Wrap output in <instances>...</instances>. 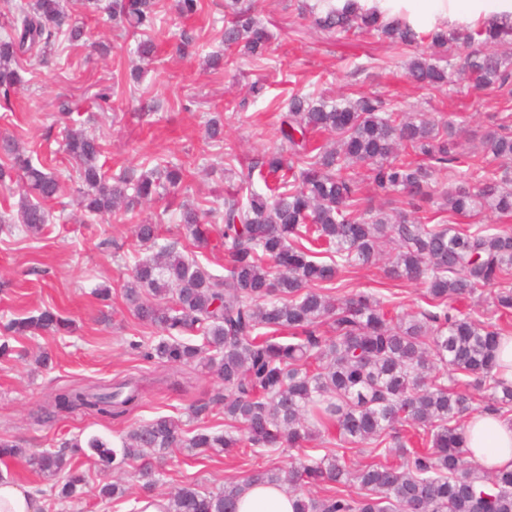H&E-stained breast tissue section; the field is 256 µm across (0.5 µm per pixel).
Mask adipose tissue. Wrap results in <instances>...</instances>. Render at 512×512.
<instances>
[{
  "mask_svg": "<svg viewBox=\"0 0 512 512\" xmlns=\"http://www.w3.org/2000/svg\"><path fill=\"white\" fill-rule=\"evenodd\" d=\"M381 11L406 10L411 22L455 21L475 14L492 18L512 14V0H376ZM470 459L486 470L512 468V421L486 410L464 424ZM294 498L281 487L255 485L241 498L239 512H294Z\"/></svg>",
  "mask_w": 512,
  "mask_h": 512,
  "instance_id": "1",
  "label": "adipose tissue"
}]
</instances>
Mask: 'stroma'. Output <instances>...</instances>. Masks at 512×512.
I'll list each match as a JSON object with an SVG mask.
<instances>
[{"instance_id": "obj_1", "label": "stroma", "mask_w": 512, "mask_h": 512, "mask_svg": "<svg viewBox=\"0 0 512 512\" xmlns=\"http://www.w3.org/2000/svg\"><path fill=\"white\" fill-rule=\"evenodd\" d=\"M226 0H202L196 15L184 18L173 0H160L152 32L157 44L153 62L139 80H131L135 42L115 30L107 11L81 12L86 31L81 46L61 43L52 68L22 61L25 85L14 94L11 107L0 106V135H10L45 162L62 184L59 204L49 224L33 240L15 229H0V321L24 317L52 307L72 319L68 336H20L16 357L0 359V437L22 440L36 450L56 449L77 436L98 434L116 438L158 416L178 418L184 428L224 426L222 406L213 404L219 383L193 368L174 369L142 359L128 350L127 340L154 336L153 327L137 320L121 293L135 263L145 252L133 229L142 220L161 227L160 244L188 241L179 223L184 203L218 209L226 188L241 184L246 164L257 152L281 146L278 115L296 93L373 92L405 112L438 115L456 112L459 142L468 152L480 151L483 128L501 112H512V101L499 93L478 91L468 82L452 79L447 92L427 91L404 74L406 56L389 43L366 36L341 38L311 27L291 7L290 0H242L271 33L263 61L236 58L233 65L206 68L205 58L220 50ZM197 38L200 50L179 57L173 45L182 31ZM109 42L108 54L93 50V42ZM248 106H241V99ZM68 108L71 124L93 132L103 146L99 163L107 176L128 169L148 170L171 163L190 169L181 188L164 193L153 203L105 220L76 215L72 188L75 162L59 149L61 127L56 114ZM224 118V140L208 142L206 123ZM236 150L224 157L225 144ZM112 288L110 303L93 294ZM367 292L397 304L401 313H416L424 304L423 285L392 280L380 268L344 272L334 296ZM52 357L50 368L38 367L41 353ZM128 375L142 376V402L120 421L99 420L76 412L47 417L51 394L65 385L110 383ZM202 414H194L197 405ZM259 460L250 455L218 453L194 457L174 451L162 466V491L189 482L207 489L225 479L243 478ZM86 484L79 499L57 506L41 499L40 512H132L134 500H104L99 485L111 481V470L79 458Z\"/></svg>"}]
</instances>
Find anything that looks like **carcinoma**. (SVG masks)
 <instances>
[{
    "label": "carcinoma",
    "instance_id": "cac0c4a2",
    "mask_svg": "<svg viewBox=\"0 0 512 512\" xmlns=\"http://www.w3.org/2000/svg\"><path fill=\"white\" fill-rule=\"evenodd\" d=\"M230 0L221 40L224 54H211L210 67L244 55L265 59L271 38L251 10ZM311 25L327 32H350L388 40L412 52L407 77L419 87L440 92L455 70L476 88H494L512 98V22L483 19L455 27L416 28L404 11L392 15L367 8L360 0H296ZM12 12L0 36V102L8 104L22 85L19 62L52 63L62 39L76 43L86 32L64 0H4ZM158 0H112V22L136 39V54L156 53L147 31L157 20ZM440 52L419 51L424 43ZM466 49L460 64L449 49ZM192 34L182 31L180 56L196 53ZM285 152L256 154L246 177L263 182L267 193L243 199L224 197L223 224L185 206L181 223L197 249L218 233L224 248V275L211 273L196 259L167 244L135 265L123 288L128 310L159 336L129 341L147 361L171 367L194 366L215 377L224 392V430L183 429L179 421L158 416L109 441L75 437L57 450H31L19 440L0 439V460L23 458L62 483L41 491L64 505L85 477L71 453L92 457L114 470L151 452L138 468L136 502L166 501L165 512H238L241 495L254 484L285 486L296 496L295 512H512V469L487 472L468 460L460 419L470 411L466 386L487 394L491 410L505 415L512 407V384L495 371L502 328L490 316L462 314L452 302L480 297L494 288L493 314H512V231L487 223L492 215L512 217V169H490L476 154L457 151L458 123L448 113L437 122L420 113L400 112L375 93L357 92L330 100L293 95L280 114ZM336 137L327 148L317 135ZM496 160L512 161V115L497 118L481 141ZM64 150L77 165V205L89 216L121 209L130 212L152 201L159 190L177 188L188 169H130L108 178L99 165L102 145L83 130L67 129ZM0 154L22 182L17 217L0 223L22 225L37 236L50 221L47 206L62 193L58 178L10 137L0 138ZM380 196L402 194L408 211L386 212L361 197L357 168ZM455 217L469 223L459 227ZM137 240L155 245L159 227L136 225ZM384 261L393 280L425 286L427 304L414 315L393 314L368 293L329 297V287L349 268ZM328 326L332 335L320 332ZM72 322L46 308L0 326V358L16 353L11 338L65 335ZM196 333L202 342L182 336ZM140 405L138 381L64 387L50 397L48 415L75 410L120 420ZM408 426L422 449L408 448L400 428ZM320 438L339 439L354 448L395 449L399 462L372 461L356 471L345 454L304 455L299 465L253 469L244 479L217 490L188 485L161 495L157 461L177 448L194 455L292 448ZM355 480L357 497L337 491L322 498L300 492L305 485L334 487Z\"/></svg>",
    "mask_w": 512,
    "mask_h": 512
}]
</instances>
